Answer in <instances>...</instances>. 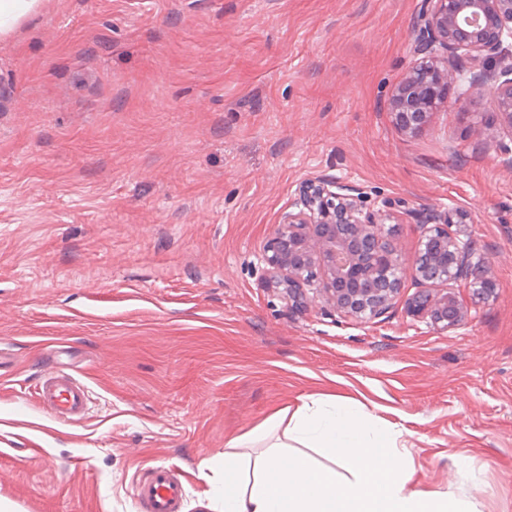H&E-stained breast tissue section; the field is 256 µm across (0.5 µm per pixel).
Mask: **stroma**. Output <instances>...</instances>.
Wrapping results in <instances>:
<instances>
[{
  "instance_id": "1",
  "label": "stroma",
  "mask_w": 512,
  "mask_h": 512,
  "mask_svg": "<svg viewBox=\"0 0 512 512\" xmlns=\"http://www.w3.org/2000/svg\"><path fill=\"white\" fill-rule=\"evenodd\" d=\"M422 0H39L0 35V498L17 512H140L273 410L327 392L398 431L423 488L512 512V167L476 149L487 98L408 137L387 112ZM470 212L497 282L446 334L395 306L287 318L260 249L297 184ZM89 391L65 429L42 362ZM39 443L33 454L31 443ZM134 494L145 512H182L184 488L165 467H156L139 479Z\"/></svg>"
}]
</instances>
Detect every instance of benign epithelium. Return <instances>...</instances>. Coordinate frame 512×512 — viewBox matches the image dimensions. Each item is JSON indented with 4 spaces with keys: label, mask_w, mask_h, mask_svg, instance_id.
I'll list each match as a JSON object with an SVG mask.
<instances>
[{
    "label": "benign epithelium",
    "mask_w": 512,
    "mask_h": 512,
    "mask_svg": "<svg viewBox=\"0 0 512 512\" xmlns=\"http://www.w3.org/2000/svg\"><path fill=\"white\" fill-rule=\"evenodd\" d=\"M419 58L394 87L388 112L405 135L423 131L448 96H489L492 112L472 126L477 141L489 131L512 139V0H424L415 23ZM405 202H370L340 179H304L265 241L261 287L279 298L288 317L305 314L322 298L323 314L360 324L383 321L399 301L408 315L443 334L459 327L468 304L485 301L496 282L485 258L460 225L462 208L400 210ZM419 228L412 261L396 245L398 225ZM415 291L405 295L406 284Z\"/></svg>",
    "instance_id": "1"
}]
</instances>
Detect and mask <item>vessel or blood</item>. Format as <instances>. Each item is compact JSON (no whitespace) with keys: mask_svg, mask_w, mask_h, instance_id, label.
Here are the masks:
<instances>
[{"mask_svg":"<svg viewBox=\"0 0 512 512\" xmlns=\"http://www.w3.org/2000/svg\"><path fill=\"white\" fill-rule=\"evenodd\" d=\"M35 395L41 410L60 425H80L88 414V388L54 362L47 363ZM134 494L144 512H182L184 488L167 468L157 467L139 479Z\"/></svg>","mask_w":512,"mask_h":512,"instance_id":"b4317fda","label":"vessel or blood"}]
</instances>
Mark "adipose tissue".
<instances>
[{"label":"adipose tissue","instance_id":"ef3b65f1","mask_svg":"<svg viewBox=\"0 0 512 512\" xmlns=\"http://www.w3.org/2000/svg\"><path fill=\"white\" fill-rule=\"evenodd\" d=\"M398 435L342 396L279 409L224 452V512H476L452 492L420 489ZM320 449L314 463L308 449Z\"/></svg>","mask_w":512,"mask_h":512}]
</instances>
